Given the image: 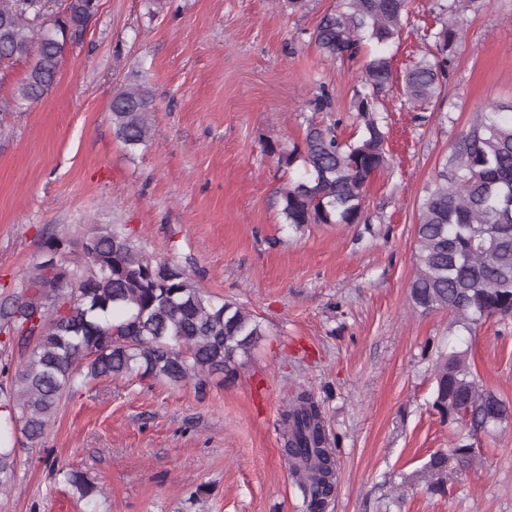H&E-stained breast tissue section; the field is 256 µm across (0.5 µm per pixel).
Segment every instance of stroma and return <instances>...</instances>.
Returning <instances> with one entry per match:
<instances>
[{
	"label": "stroma",
	"mask_w": 512,
	"mask_h": 512,
	"mask_svg": "<svg viewBox=\"0 0 512 512\" xmlns=\"http://www.w3.org/2000/svg\"><path fill=\"white\" fill-rule=\"evenodd\" d=\"M338 4L99 0L43 99L13 101L29 60L0 70V302L45 259V239L68 246L90 225L121 224L264 327L232 382L82 387L42 439L17 441L0 512H308L282 426L300 392L337 448L324 512H512V421L473 434L433 407L435 362L453 352L512 403V319L467 331L409 295L426 188L475 112L512 101V0L466 13L429 104L383 96L390 155L359 222L296 233L278 190L303 168L281 167L270 147L300 142L310 121L338 120L343 139L360 122L359 63L327 60L313 38ZM139 83L155 97V140L132 153L113 134L111 101ZM324 90L333 109L315 111ZM464 437L466 466L452 454ZM437 452L448 456L440 492L426 483ZM55 460L102 488L96 503L55 477Z\"/></svg>",
	"instance_id": "1"
}]
</instances>
